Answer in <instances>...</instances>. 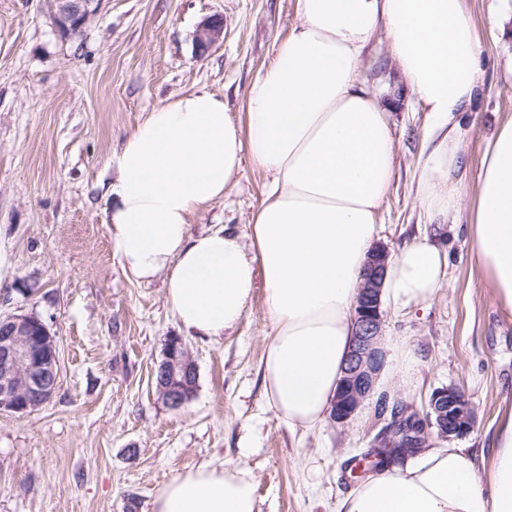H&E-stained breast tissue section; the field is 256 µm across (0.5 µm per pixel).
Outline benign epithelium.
Masks as SVG:
<instances>
[{
  "label": "benign epithelium",
  "mask_w": 512,
  "mask_h": 512,
  "mask_svg": "<svg viewBox=\"0 0 512 512\" xmlns=\"http://www.w3.org/2000/svg\"><path fill=\"white\" fill-rule=\"evenodd\" d=\"M52 16L60 35L73 40L99 13L102 0H51ZM224 36V21L204 20L197 33L203 54ZM388 255L377 250L369 258L354 309V342L336 393L331 419L347 422L373 395L384 367L382 282ZM59 353L48 326L28 314L0 315V413L25 414L46 404L55 393ZM197 367L189 347L179 337L164 345L162 361L154 369L152 385L169 408H181L194 394ZM422 419V435L432 431L444 437H463L473 431L476 417L465 393L457 387L432 392Z\"/></svg>",
  "instance_id": "1"
}]
</instances>
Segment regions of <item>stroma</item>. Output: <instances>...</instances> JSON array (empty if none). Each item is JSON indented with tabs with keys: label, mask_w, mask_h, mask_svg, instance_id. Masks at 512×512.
Here are the masks:
<instances>
[{
	"label": "stroma",
	"mask_w": 512,
	"mask_h": 512,
	"mask_svg": "<svg viewBox=\"0 0 512 512\" xmlns=\"http://www.w3.org/2000/svg\"><path fill=\"white\" fill-rule=\"evenodd\" d=\"M465 2L482 46L477 93L452 121L461 155L453 180L469 197L488 143L512 116V0ZM296 3L103 0L69 41L50 0H0V254L10 264L0 314L42 319L59 350L49 402L0 413V512H151L165 482L227 461L249 469L259 512H338L362 482L352 460L379 445L375 399L344 424L295 430L278 418L262 384L263 292L223 340L185 338L198 371L191 400L173 410L157 398L152 372L180 329L163 278L126 274L105 224L108 160L153 108L207 90L246 127V92L298 23ZM212 15L223 18L224 39L201 55L197 30ZM358 80L394 105L396 160L375 247L392 255L425 237L448 255L431 300L383 302L376 391L420 411L435 389H462L477 423L454 444L476 460L512 410V319L491 295L466 215L420 205L435 119L405 83L386 34L367 47ZM268 181L244 162L223 199L191 217V233L226 224L250 244L248 219Z\"/></svg>",
	"instance_id": "35a3bbf8"
}]
</instances>
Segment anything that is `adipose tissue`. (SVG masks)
Listing matches in <instances>:
<instances>
[{
	"mask_svg": "<svg viewBox=\"0 0 512 512\" xmlns=\"http://www.w3.org/2000/svg\"><path fill=\"white\" fill-rule=\"evenodd\" d=\"M297 12L247 90V131L214 93L179 94L128 136L106 194L122 268L139 280L164 276L185 335L223 339L264 291V394L289 427L307 430L331 413L394 169L389 107L358 81L364 52L387 30L406 83L445 121L476 94L481 48L464 0H297ZM458 152L449 135L432 150L420 201L444 215L468 211L493 298L512 312V118L489 143L468 199L449 179ZM246 160L271 178L249 218L250 246L225 225L190 233L191 216L223 197ZM447 265L428 240L406 244L382 290L393 304H420L442 288ZM340 510L512 512V413L484 467L440 441L406 469L367 477ZM152 512H258L255 482L237 462L191 469L158 491Z\"/></svg>",
	"mask_w": 512,
	"mask_h": 512,
	"instance_id": "obj_1",
	"label": "adipose tissue"
}]
</instances>
